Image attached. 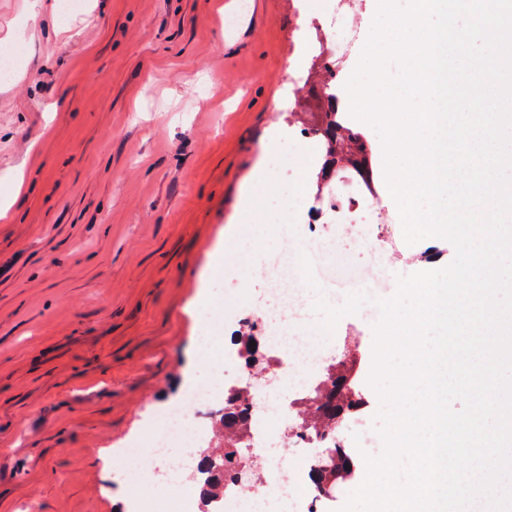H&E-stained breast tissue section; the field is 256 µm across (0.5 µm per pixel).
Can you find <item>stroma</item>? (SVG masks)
<instances>
[{"mask_svg": "<svg viewBox=\"0 0 512 512\" xmlns=\"http://www.w3.org/2000/svg\"><path fill=\"white\" fill-rule=\"evenodd\" d=\"M301 3L85 0L65 16L59 0H0V49L26 47L0 82V512H114L130 485L166 499L111 473L110 450L207 383L209 337L229 348L253 337V369L266 370L261 329L224 315L241 282L263 291L267 198L288 187L271 155L289 126L325 107L314 80L293 111L274 109L299 56ZM338 70L340 109L373 153L363 176L336 179L370 184L378 231L402 238L381 139L349 114L350 61ZM219 248L224 271L212 277ZM430 253L439 269L455 258L440 238L407 245L384 278L396 285ZM378 321L371 304L337 322L348 341L329 358L360 357L366 404L336 427L353 473L318 512H342L365 455L383 450L369 383Z\"/></svg>", "mask_w": 512, "mask_h": 512, "instance_id": "1", "label": "stroma"}]
</instances>
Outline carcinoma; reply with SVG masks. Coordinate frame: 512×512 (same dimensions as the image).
I'll list each match as a JSON object with an SVG mask.
<instances>
[{
    "label": "carcinoma",
    "mask_w": 512,
    "mask_h": 512,
    "mask_svg": "<svg viewBox=\"0 0 512 512\" xmlns=\"http://www.w3.org/2000/svg\"><path fill=\"white\" fill-rule=\"evenodd\" d=\"M320 123L315 133L320 136L326 157L335 164L346 163L355 172H363L367 145L362 137L342 124L333 107L320 113ZM357 369L354 362L340 360L327 366L325 380L303 402L300 409V431L303 437H322L324 432L336 427L340 419L359 407L360 399L354 391ZM247 423L239 414H224V426L216 431L215 444L206 453L205 463L209 469L224 472V478L234 479L241 473L247 460L242 452L245 445ZM348 461L339 448H326L318 458L315 480L323 492H330L338 481L345 479L349 470Z\"/></svg>",
    "instance_id": "obj_1"
}]
</instances>
